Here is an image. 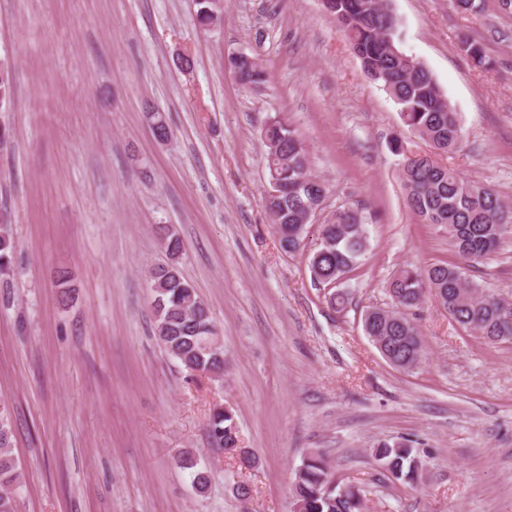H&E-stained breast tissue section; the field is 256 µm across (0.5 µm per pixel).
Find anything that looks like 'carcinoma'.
<instances>
[{"instance_id":"obj_1","label":"carcinoma","mask_w":512,"mask_h":512,"mask_svg":"<svg viewBox=\"0 0 512 512\" xmlns=\"http://www.w3.org/2000/svg\"><path fill=\"white\" fill-rule=\"evenodd\" d=\"M451 7L478 14L484 0H449ZM327 12L361 60L366 75L386 91L398 106L402 122L428 141L439 154H453L462 145L458 113L441 90L433 73L402 49L399 18L392 0H327ZM461 52L481 69L493 67L483 45L468 36L459 40ZM229 65L244 88L266 82V74L254 60L236 56ZM14 99L10 72L0 68V112H8ZM263 138L267 147L265 170L268 211L280 248L295 254L305 247L308 224L321 209L327 195L322 179L312 173L308 154L292 126L281 119L270 120ZM401 183L409 207L421 221L448 233V241L461 259L479 262L495 253L512 233V207L493 189L464 180L452 167L428 155L404 159ZM320 244L309 258L313 280L335 285L356 270L369 245L368 225L362 212L339 207L318 225ZM15 242L7 221L0 222V272L11 269ZM149 286L154 293L157 340L164 350L187 370L213 378L224 375V347L209 308L196 289L184 279L176 264L152 270ZM389 293L395 306L374 308L364 314L366 335L385 359L401 370H411L423 357L421 330L408 312L418 308L426 295L435 296L450 317L492 344H512V303L486 291L455 263L434 264L423 271L405 266L390 279ZM211 445L238 459L253 463L252 453L240 447L233 413L217 407L210 418ZM10 416L0 407V512H16L9 488L21 475L20 462L12 449ZM378 466L397 481L416 483L423 465L414 453L413 441H381L370 449ZM189 472L194 493L204 497L212 483L211 471L199 465L196 455L184 451L176 459ZM294 512H363L360 490L334 486L323 455L313 452L299 468L292 488Z\"/></svg>"}]
</instances>
